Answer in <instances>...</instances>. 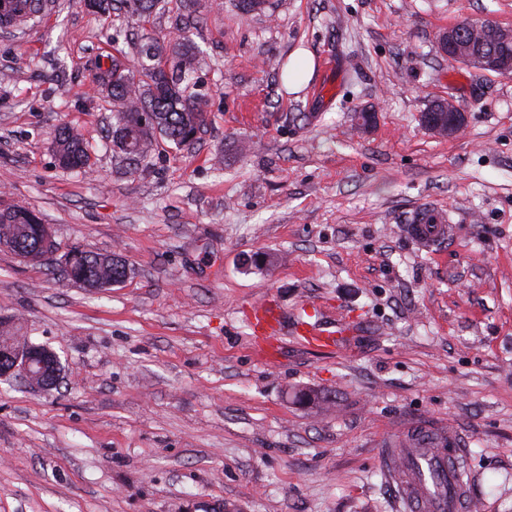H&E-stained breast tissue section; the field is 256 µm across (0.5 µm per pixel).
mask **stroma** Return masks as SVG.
<instances>
[{"instance_id":"1","label":"stroma","mask_w":512,"mask_h":512,"mask_svg":"<svg viewBox=\"0 0 512 512\" xmlns=\"http://www.w3.org/2000/svg\"><path fill=\"white\" fill-rule=\"evenodd\" d=\"M179 9L60 0L0 32V202L132 270L92 293L0 250V316L63 364L50 390L0 384V512H396L378 450L422 421L463 438L480 512H512V76L437 47L464 20L512 27V0ZM184 27L208 122L128 163L99 68ZM450 95L465 127L432 134L420 115ZM62 124L92 171L58 165ZM426 203L453 224L436 249L401 231ZM263 300L291 319L338 306L360 331L337 354L263 343Z\"/></svg>"}]
</instances>
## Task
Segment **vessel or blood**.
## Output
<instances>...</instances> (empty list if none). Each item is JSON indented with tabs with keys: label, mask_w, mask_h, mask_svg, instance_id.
I'll list each match as a JSON object with an SVG mask.
<instances>
[{
	"label": "vessel or blood",
	"mask_w": 512,
	"mask_h": 512,
	"mask_svg": "<svg viewBox=\"0 0 512 512\" xmlns=\"http://www.w3.org/2000/svg\"><path fill=\"white\" fill-rule=\"evenodd\" d=\"M445 219L442 210L427 205L415 211L402 231L422 242L428 225L443 223ZM291 329L294 335L306 338L320 349L338 351L344 346V337L354 334L355 324L340 310L324 326L314 320L312 312L304 310ZM420 433L447 436L448 444L403 447V440ZM390 440L391 447L382 451L383 467L407 512H473L475 498L460 472L465 450L456 433L447 432L441 424L418 423L391 435Z\"/></svg>",
	"instance_id": "obj_1"
}]
</instances>
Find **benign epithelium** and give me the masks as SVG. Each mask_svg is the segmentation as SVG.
Here are the masks:
<instances>
[{
  "instance_id": "7a95c632",
  "label": "benign epithelium",
  "mask_w": 512,
  "mask_h": 512,
  "mask_svg": "<svg viewBox=\"0 0 512 512\" xmlns=\"http://www.w3.org/2000/svg\"><path fill=\"white\" fill-rule=\"evenodd\" d=\"M460 25L443 30L439 37V49L448 59L502 76L512 74V56L476 52L459 37ZM445 111L426 112L422 126L442 136H454L463 128L466 115L453 98L444 100ZM61 361L56 352L45 348L39 352L19 336H0V378L13 376L32 389L49 390L58 383Z\"/></svg>"
}]
</instances>
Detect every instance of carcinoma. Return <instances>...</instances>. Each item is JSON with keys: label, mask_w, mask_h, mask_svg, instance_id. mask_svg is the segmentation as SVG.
<instances>
[{"label": "carcinoma", "mask_w": 512, "mask_h": 512, "mask_svg": "<svg viewBox=\"0 0 512 512\" xmlns=\"http://www.w3.org/2000/svg\"><path fill=\"white\" fill-rule=\"evenodd\" d=\"M463 36L485 53L506 51L512 54V41L504 34L463 24ZM172 57L170 71H165L164 47L156 40L141 45L138 55L141 68L134 72L114 56L109 69L96 80L108 87L107 96L114 108L112 141L124 156L140 160L168 144L179 148L188 135L204 127L209 100L192 81L204 60L194 43L179 38L169 45ZM55 154L59 165L70 170L90 167V154L85 138L77 130L62 125L54 133ZM42 223L28 208L10 204L0 207V248L14 254H31L41 249ZM74 255L64 277L85 288L106 290L125 282L131 268L126 262L111 260L108 253H94L72 247L66 255Z\"/></svg>", "instance_id": "carcinoma-1"}]
</instances>
